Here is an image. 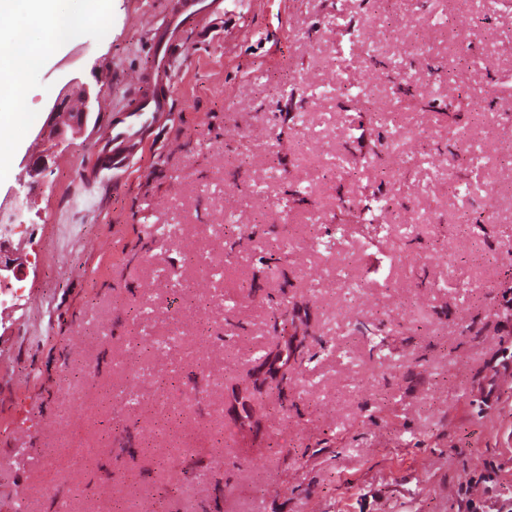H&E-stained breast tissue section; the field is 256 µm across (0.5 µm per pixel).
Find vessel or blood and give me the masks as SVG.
<instances>
[{"instance_id": "1", "label": "vessel or blood", "mask_w": 512, "mask_h": 512, "mask_svg": "<svg viewBox=\"0 0 512 512\" xmlns=\"http://www.w3.org/2000/svg\"><path fill=\"white\" fill-rule=\"evenodd\" d=\"M223 0H175L151 30L153 66L135 75V84L150 89L112 108L111 119L94 143L95 163L83 175L90 180L119 179L142 150L146 133L171 112L172 64L182 50L179 37L189 30H203L221 19Z\"/></svg>"}]
</instances>
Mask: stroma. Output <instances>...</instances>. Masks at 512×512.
Returning <instances> with one entry per match:
<instances>
[{
  "instance_id": "stroma-1",
  "label": "stroma",
  "mask_w": 512,
  "mask_h": 512,
  "mask_svg": "<svg viewBox=\"0 0 512 512\" xmlns=\"http://www.w3.org/2000/svg\"><path fill=\"white\" fill-rule=\"evenodd\" d=\"M489 2L224 0L185 35L171 115L117 185L80 177L90 124L28 186L15 173L58 91L101 84L105 119L171 3L101 0L92 22L91 0H58L70 28L19 77L23 127L0 131V196L27 193L30 218L22 304L0 319V512H152L170 483L165 512H462L466 487L512 512V6ZM396 66L463 100L466 128L398 101ZM340 80L374 90L379 123L340 108ZM393 130L398 151L372 157ZM379 187L388 208L332 232L339 200ZM282 305L288 380L257 390ZM380 323L399 331L388 356L359 331ZM216 448L222 465L183 482L184 457Z\"/></svg>"
}]
</instances>
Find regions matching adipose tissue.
<instances>
[{
  "label": "adipose tissue",
  "mask_w": 512,
  "mask_h": 512,
  "mask_svg": "<svg viewBox=\"0 0 512 512\" xmlns=\"http://www.w3.org/2000/svg\"><path fill=\"white\" fill-rule=\"evenodd\" d=\"M56 0H0V16L18 20L21 31L0 29V125L11 122L24 68L54 48L61 38Z\"/></svg>",
  "instance_id": "adipose-tissue-1"
}]
</instances>
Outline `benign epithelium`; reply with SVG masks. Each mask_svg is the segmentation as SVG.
I'll list each match as a JSON object with an SVG mask.
<instances>
[{
  "label": "benign epithelium",
  "instance_id": "obj_1",
  "mask_svg": "<svg viewBox=\"0 0 512 512\" xmlns=\"http://www.w3.org/2000/svg\"><path fill=\"white\" fill-rule=\"evenodd\" d=\"M101 94V90L95 86L80 82L74 78L60 89L51 106L50 112L40 136L45 141V149L41 158L35 162L25 159L26 165L32 167L35 173H41L48 157L55 154L57 149L69 140L68 127L61 125L58 118L61 113L67 111V104L71 97L78 96L84 103L83 111L73 122V127L83 128L95 109ZM24 262L14 255L11 250L10 240L5 237V232L0 230V281L8 279V275L19 276L23 274Z\"/></svg>",
  "mask_w": 512,
  "mask_h": 512
}]
</instances>
